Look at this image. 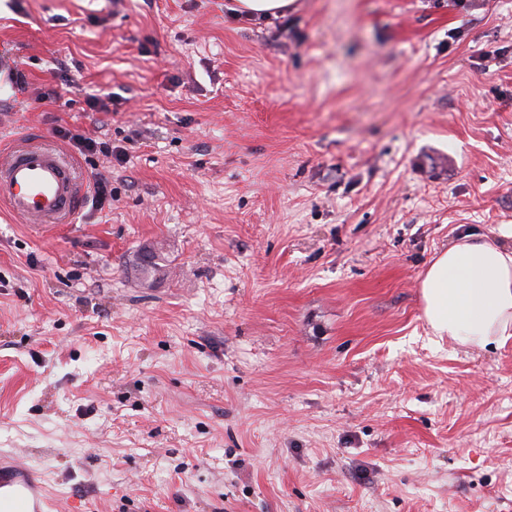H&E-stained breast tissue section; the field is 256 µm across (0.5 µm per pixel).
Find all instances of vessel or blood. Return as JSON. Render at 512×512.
Wrapping results in <instances>:
<instances>
[{"instance_id":"b4317fda","label":"vessel or blood","mask_w":512,"mask_h":512,"mask_svg":"<svg viewBox=\"0 0 512 512\" xmlns=\"http://www.w3.org/2000/svg\"><path fill=\"white\" fill-rule=\"evenodd\" d=\"M80 186L57 151L26 145L0 152V204L26 223L50 227L75 213ZM37 469L0 457V512H46Z\"/></svg>"}]
</instances>
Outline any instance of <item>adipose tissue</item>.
<instances>
[{"label":"adipose tissue","instance_id":"adipose-tissue-1","mask_svg":"<svg viewBox=\"0 0 512 512\" xmlns=\"http://www.w3.org/2000/svg\"><path fill=\"white\" fill-rule=\"evenodd\" d=\"M422 313L433 334L477 349L512 339V249L462 235L420 282Z\"/></svg>","mask_w":512,"mask_h":512}]
</instances>
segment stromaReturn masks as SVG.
Listing matches in <instances>:
<instances>
[{"instance_id": "stroma-1", "label": "stroma", "mask_w": 512, "mask_h": 512, "mask_svg": "<svg viewBox=\"0 0 512 512\" xmlns=\"http://www.w3.org/2000/svg\"><path fill=\"white\" fill-rule=\"evenodd\" d=\"M227 3L0 0V144L112 191L0 205V455L52 512H512V340L419 292L512 225V0ZM228 10L237 18L244 17L251 22H271L288 12L295 0H232Z\"/></svg>"}]
</instances>
